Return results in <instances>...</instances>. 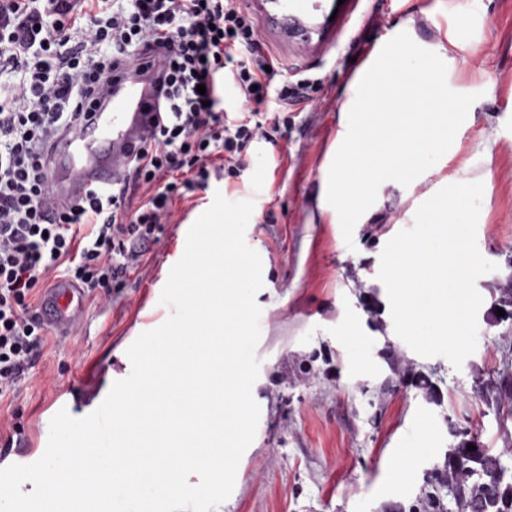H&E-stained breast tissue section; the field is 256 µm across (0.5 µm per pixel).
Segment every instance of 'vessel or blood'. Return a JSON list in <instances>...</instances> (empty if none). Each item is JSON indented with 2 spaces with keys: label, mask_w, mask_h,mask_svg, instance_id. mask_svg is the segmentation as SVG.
<instances>
[{
  "label": "vessel or blood",
  "mask_w": 512,
  "mask_h": 512,
  "mask_svg": "<svg viewBox=\"0 0 512 512\" xmlns=\"http://www.w3.org/2000/svg\"><path fill=\"white\" fill-rule=\"evenodd\" d=\"M263 19L278 26L282 35L308 29L326 39L331 26L322 0H272ZM159 63L124 65L112 75V84L92 125L62 138L50 168L51 183L58 201L82 195L99 182L120 179L132 153L143 144L155 103L153 86ZM83 288L72 281L54 280L41 305L42 320L59 337L67 339L85 318Z\"/></svg>",
  "instance_id": "b4317fda"
}]
</instances>
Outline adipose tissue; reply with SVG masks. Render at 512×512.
<instances>
[{
	"mask_svg": "<svg viewBox=\"0 0 512 512\" xmlns=\"http://www.w3.org/2000/svg\"><path fill=\"white\" fill-rule=\"evenodd\" d=\"M460 38L444 31L430 43L386 40L351 75L341 104L350 119L317 203L334 223H365L379 207L381 177L419 183L429 174L426 159L447 164L448 149L473 110L448 84Z\"/></svg>",
	"mask_w": 512,
	"mask_h": 512,
	"instance_id": "1",
	"label": "adipose tissue"
}]
</instances>
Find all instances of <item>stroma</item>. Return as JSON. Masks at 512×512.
<instances>
[{
  "label": "stroma",
  "instance_id": "1",
  "mask_svg": "<svg viewBox=\"0 0 512 512\" xmlns=\"http://www.w3.org/2000/svg\"><path fill=\"white\" fill-rule=\"evenodd\" d=\"M412 9L417 41L464 27L448 83L472 101L469 124L443 173L417 186L384 179L369 221L333 223L316 200L346 120L349 78L386 37L402 34ZM261 34L281 63L274 85L310 77L321 90L289 103L287 125L253 144L240 178L211 180L177 206L146 269L113 289L110 308L87 305L75 337H49L18 397L0 403V464L37 461L60 409L84 417L101 404L108 373L130 374L126 350L168 316L159 300L170 270L220 194L254 202L245 240L261 256L264 287L256 297L260 420L216 512H423L430 494L440 512H457L441 480L448 449L464 435L493 451L512 441V413L488 407L482 393L512 359V329L488 316L493 288L512 277V0H344L335 39L315 50ZM445 175L482 183L477 246L496 265L476 283L477 348L458 368L415 353L388 329L378 278L384 245L412 226ZM420 375L429 389L416 385Z\"/></svg>",
  "mask_w": 512,
  "mask_h": 512
}]
</instances>
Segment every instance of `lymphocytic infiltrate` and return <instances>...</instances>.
Here are the masks:
<instances>
[{
	"mask_svg": "<svg viewBox=\"0 0 512 512\" xmlns=\"http://www.w3.org/2000/svg\"><path fill=\"white\" fill-rule=\"evenodd\" d=\"M155 59L158 117L125 177L59 204L54 141L97 109L114 70ZM272 63L237 0H0V73L15 77L0 94V400L47 340L37 307L49 276L109 306L176 201L240 177L250 145L269 136L259 108Z\"/></svg>",
	"mask_w": 512,
	"mask_h": 512,
	"instance_id": "f902f5d3",
	"label": "lymphocytic infiltrate"
}]
</instances>
